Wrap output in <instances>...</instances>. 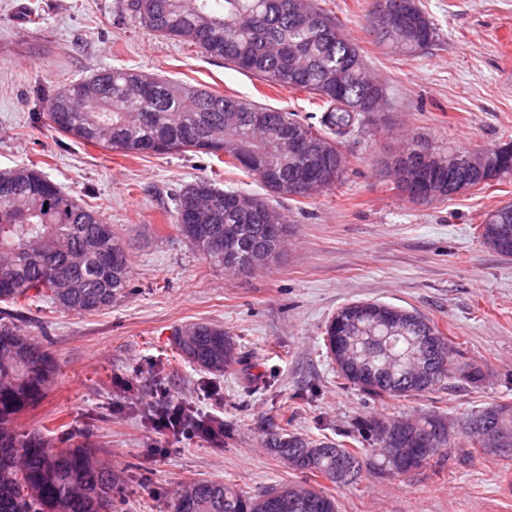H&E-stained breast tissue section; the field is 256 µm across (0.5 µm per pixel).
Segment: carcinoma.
<instances>
[{
  "label": "carcinoma",
  "instance_id": "1",
  "mask_svg": "<svg viewBox=\"0 0 512 512\" xmlns=\"http://www.w3.org/2000/svg\"><path fill=\"white\" fill-rule=\"evenodd\" d=\"M290 0H121V16L157 33L199 48L272 86L301 91L319 101L318 123L294 112L250 99L185 87L135 69H104L60 88L46 100V117L58 133L75 141L101 144L125 155L146 153L165 143L163 154L201 152L224 157V165L261 176L272 167L276 181H262L268 196L224 190L212 178H198L174 195L168 219L176 232L206 260L224 266V248L236 252L237 268L252 251L282 232L284 215L272 197H308L290 188L303 162L269 133L254 143L250 165L238 162L236 141L254 136L251 119L266 112L282 126L306 127L342 143L346 127L378 121L373 105L386 87L372 73L359 47L334 17L309 0L308 18L293 13ZM392 16L375 43L406 56L436 41L437 27L417 0H384ZM435 177L448 181V156L467 151L430 146ZM512 222V203L486 215L481 241L496 247L501 216ZM130 258L124 242L98 213L56 185L34 166L0 171V512H108L116 477L106 459L81 441L60 447L40 430L20 433L15 421L36 407L57 376V362L35 343L16 314L20 301L44 302L65 311L91 314L112 307L129 286ZM365 309H338L324 326V342L344 383L373 398L423 395L451 381L475 385L482 372L461 360L452 343L429 350V339H447L438 325L416 310L400 327L373 325ZM180 358L211 374L244 366L245 357L221 325L189 323L175 332ZM418 344L431 359L427 375L414 374L406 358ZM512 439V403H495L457 421L433 410L406 418L366 416L336 438L310 440L280 425L266 434L271 455L294 460L291 469L323 477L338 487L362 474L402 477L409 467L440 464L457 436L470 449L512 457L488 444L480 426ZM174 512H338L336 498L302 484H285L261 495L209 480L183 485Z\"/></svg>",
  "mask_w": 512,
  "mask_h": 512
}]
</instances>
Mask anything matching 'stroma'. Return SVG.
Masks as SVG:
<instances>
[{
    "mask_svg": "<svg viewBox=\"0 0 512 512\" xmlns=\"http://www.w3.org/2000/svg\"><path fill=\"white\" fill-rule=\"evenodd\" d=\"M0 0V170L37 164L50 181L96 209L128 244L129 286L92 315L45 303L22 310L27 330L58 363L56 382L16 420L45 427L52 442L86 437L119 478L121 512H173L195 479L235 483L259 495L306 482L271 455L269 428L335 436L364 414L405 417L435 408L462 417L512 402V258L484 246L485 213L512 202V181L491 182L430 206L413 204L379 167L415 135L475 151L512 140V0H418L438 28L428 49L407 57L369 34L374 0H315L336 17L387 86L385 120L354 132L342 150L343 182L311 198L278 203L290 234L270 267L233 274L209 264L171 228V195L218 174L223 188L260 195L257 177L217 169L202 153L125 156L50 127L42 96L104 68H133L296 113L317 114L308 94L272 88L120 18L118 0ZM377 301L437 323L485 375L411 399L380 402L342 384L323 340L341 306ZM223 325L248 366L214 375L176 356L174 332ZM173 402L218 421L217 442L154 430L156 408ZM448 451L439 474L363 475L339 487L317 479L339 512H512V458Z\"/></svg>",
    "mask_w": 512,
    "mask_h": 512,
    "instance_id": "obj_1",
    "label": "stroma"
}]
</instances>
